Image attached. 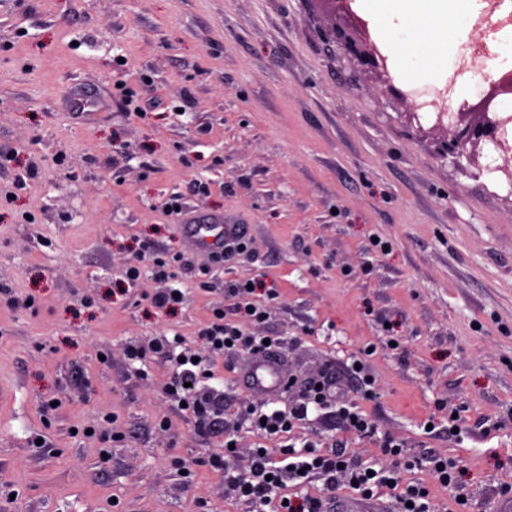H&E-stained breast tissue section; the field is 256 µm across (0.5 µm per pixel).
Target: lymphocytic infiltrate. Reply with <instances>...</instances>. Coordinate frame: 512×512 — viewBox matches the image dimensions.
Returning <instances> with one entry per match:
<instances>
[{
  "instance_id": "lymphocytic-infiltrate-1",
  "label": "lymphocytic infiltrate",
  "mask_w": 512,
  "mask_h": 512,
  "mask_svg": "<svg viewBox=\"0 0 512 512\" xmlns=\"http://www.w3.org/2000/svg\"><path fill=\"white\" fill-rule=\"evenodd\" d=\"M237 321L226 320L223 311H213L209 321L198 334L207 346L210 356L194 359L191 350H176L174 344L161 339L154 345L156 354L164 356L172 365L171 376L165 386L167 394L183 403L185 411L196 427L205 433L223 432L224 408L217 396L203 382L214 357L232 349L256 353L265 346H277V339L266 340L249 334L246 323L264 319L266 309L256 303H244L237 307ZM332 410L334 415L351 431L361 436L376 434L372 420L355 405L343 402L331 394L329 387L310 388L301 401L288 410H265L252 407L248 410L253 432L261 437L290 434L307 421L309 414L319 410ZM224 434V453L212 455L208 464L223 472L224 481L231 491L250 502L255 512H326L328 497L338 486H354L362 499L369 500L380 492L394 494V512H433L428 493L430 482L454 489L457 495H465L460 474V461L450 456L433 455L427 459L429 481L404 483L406 472L416 468V461L408 457L401 442L390 436L381 438V463L370 466L353 461L342 449L323 451L315 444L302 447L287 445L280 462H273L268 454H254L249 472H240L234 464L232 434ZM321 479L324 493L320 496L299 495L298 490L312 479Z\"/></svg>"
}]
</instances>
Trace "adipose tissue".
Segmentation results:
<instances>
[{
	"label": "adipose tissue",
	"instance_id": "1",
	"mask_svg": "<svg viewBox=\"0 0 512 512\" xmlns=\"http://www.w3.org/2000/svg\"><path fill=\"white\" fill-rule=\"evenodd\" d=\"M407 77L434 76L448 67V45L457 21L472 18L481 0H367Z\"/></svg>",
	"mask_w": 512,
	"mask_h": 512
}]
</instances>
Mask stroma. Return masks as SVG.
Listing matches in <instances>:
<instances>
[{
	"mask_svg": "<svg viewBox=\"0 0 512 512\" xmlns=\"http://www.w3.org/2000/svg\"><path fill=\"white\" fill-rule=\"evenodd\" d=\"M333 26L324 0H0V289L16 298L0 304V512H251L207 464L223 438L166 394L171 364L153 351H203L233 279L256 283L268 313L247 329L278 338L288 380L255 396L246 352L215 361L240 470L252 448L284 446L252 432L247 406L286 409L331 376L376 437L322 416L296 445L369 463L390 435L462 459L465 512L512 499V200L486 155L477 179L437 159L443 133L408 122ZM118 80L159 108L122 111ZM77 83L108 111L61 107ZM176 194L243 227L250 249L186 274ZM169 286L183 305L151 307ZM358 354L375 397L348 373Z\"/></svg>",
	"mask_w": 512,
	"mask_h": 512,
	"instance_id": "obj_1",
	"label": "stroma"
}]
</instances>
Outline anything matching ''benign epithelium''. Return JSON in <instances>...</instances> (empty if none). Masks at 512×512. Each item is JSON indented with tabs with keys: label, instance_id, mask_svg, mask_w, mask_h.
Listing matches in <instances>:
<instances>
[{
	"label": "benign epithelium",
	"instance_id": "benign-epithelium-1",
	"mask_svg": "<svg viewBox=\"0 0 512 512\" xmlns=\"http://www.w3.org/2000/svg\"><path fill=\"white\" fill-rule=\"evenodd\" d=\"M325 2L335 18L334 36L340 48L366 70L384 77L388 92L405 104V113L409 116L418 120L420 111L430 108V117L434 120L432 129L446 132L439 147V157L451 159L462 170L468 164H475L481 150L501 159L502 163L494 166L492 171L500 173L502 184L509 187L508 197L512 198V111L506 112L498 104L499 97L512 95V79L507 76L492 80L487 78L486 86L477 96L464 101L458 111H448L450 93L457 78L469 72H481L488 67L486 60L490 55L483 38L493 30L512 25L511 5L508 6L509 15L499 17L501 6L507 0H486L487 6L478 14L474 23L479 38L462 46L459 66L448 78L446 88L437 91L435 98L420 103L393 83L388 72L387 56L371 39L367 24L354 12L353 0Z\"/></svg>",
	"mask_w": 512,
	"mask_h": 512
}]
</instances>
